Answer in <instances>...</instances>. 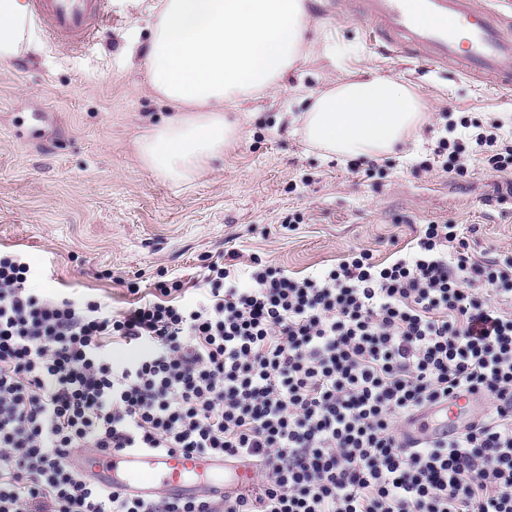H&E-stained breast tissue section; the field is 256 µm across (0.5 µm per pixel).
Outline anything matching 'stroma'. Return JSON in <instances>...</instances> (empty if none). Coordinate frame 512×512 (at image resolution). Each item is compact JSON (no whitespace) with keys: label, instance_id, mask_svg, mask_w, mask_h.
Listing matches in <instances>:
<instances>
[{"label":"stroma","instance_id":"35a3bbf8","mask_svg":"<svg viewBox=\"0 0 512 512\" xmlns=\"http://www.w3.org/2000/svg\"><path fill=\"white\" fill-rule=\"evenodd\" d=\"M144 9L107 0L93 40L71 49L37 32L35 51L0 64V248L22 251L34 287L99 298L126 311L127 284L157 271L198 287L202 257L260 255L303 277L356 249L390 262L419 225L452 222L474 254L512 255V203H499L497 174L420 169L447 120L512 119V90L392 56L367 37L368 22L311 0L306 60L274 90L240 105L242 131L187 183L146 169L134 143L169 106L130 70L126 36L147 42ZM344 51L321 53L323 35ZM372 72L408 86L427 121L368 172L308 146L292 125L309 96ZM296 225H289V218Z\"/></svg>","mask_w":512,"mask_h":512}]
</instances>
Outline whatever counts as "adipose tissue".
I'll return each mask as SVG.
<instances>
[{
	"mask_svg": "<svg viewBox=\"0 0 512 512\" xmlns=\"http://www.w3.org/2000/svg\"><path fill=\"white\" fill-rule=\"evenodd\" d=\"M154 22L147 45L128 35L151 89L174 110L137 140L139 159L171 180L199 175L239 128L225 105L272 90L306 51L307 0H130ZM24 0H0V63L32 49ZM419 98L389 78L359 75L313 96L299 117L306 142L339 156L390 153L421 125Z\"/></svg>",
	"mask_w": 512,
	"mask_h": 512,
	"instance_id": "ef3b65f1",
	"label": "adipose tissue"
}]
</instances>
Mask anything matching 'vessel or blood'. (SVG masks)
Segmentation results:
<instances>
[{
  "instance_id": "b4317fda",
  "label": "vessel or blood",
  "mask_w": 512,
  "mask_h": 512,
  "mask_svg": "<svg viewBox=\"0 0 512 512\" xmlns=\"http://www.w3.org/2000/svg\"><path fill=\"white\" fill-rule=\"evenodd\" d=\"M103 0H31V12L51 42L85 45L96 29ZM360 16L371 22V39L391 53L420 63L454 66L470 79L512 89V14L493 0H358ZM485 408L462 396L410 421L405 442L444 437L479 420ZM112 468L101 482L142 495L158 490L187 493L199 485L216 490L252 483V468L227 465L202 456L154 455L145 451L112 453Z\"/></svg>"
}]
</instances>
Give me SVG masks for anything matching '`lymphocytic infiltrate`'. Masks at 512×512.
<instances>
[{
  "instance_id": "f902f5d3",
  "label": "lymphocytic infiltrate",
  "mask_w": 512,
  "mask_h": 512,
  "mask_svg": "<svg viewBox=\"0 0 512 512\" xmlns=\"http://www.w3.org/2000/svg\"><path fill=\"white\" fill-rule=\"evenodd\" d=\"M443 171L482 161L512 197V135L448 123ZM0 250V512H512V256L425 224L387 264L367 251L301 279L205 258L119 315L40 293ZM133 348L114 362L113 346ZM466 394L493 409L409 450L401 428ZM140 448L251 465L253 486L149 498L88 479L80 452Z\"/></svg>"
}]
</instances>
